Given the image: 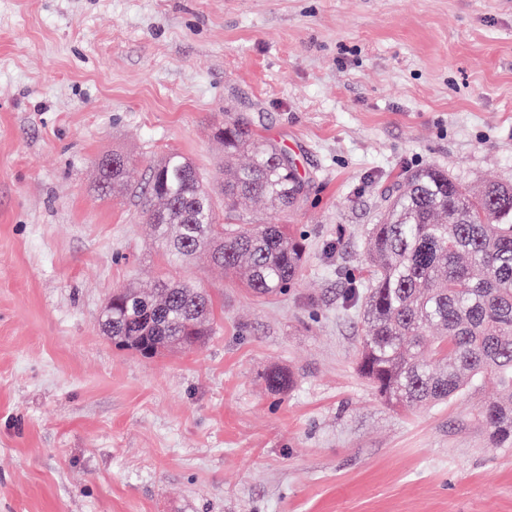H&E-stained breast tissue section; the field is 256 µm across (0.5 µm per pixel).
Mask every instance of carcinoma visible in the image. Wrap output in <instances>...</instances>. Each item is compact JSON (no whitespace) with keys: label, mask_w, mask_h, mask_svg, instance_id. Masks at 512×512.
Returning a JSON list of instances; mask_svg holds the SVG:
<instances>
[{"label":"carcinoma","mask_w":512,"mask_h":512,"mask_svg":"<svg viewBox=\"0 0 512 512\" xmlns=\"http://www.w3.org/2000/svg\"><path fill=\"white\" fill-rule=\"evenodd\" d=\"M217 134L231 170L221 188L225 222L213 190L178 152L145 178L143 216L175 260L205 251L258 297L292 288L306 239L288 224H253L234 212L246 200L284 212L304 196L306 180L244 113H224ZM118 159L115 167L98 165L97 189L105 196L129 182L132 159ZM347 302L362 309L358 371L385 402L441 404L492 378L499 390L479 417L491 447L512 444V185L470 188L433 165L402 177L367 230ZM101 328L116 347L145 357L195 349L215 333L212 300L177 275L162 277L153 291L128 284L112 292ZM266 383L283 393L293 379L273 368Z\"/></svg>","instance_id":"1"}]
</instances>
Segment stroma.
<instances>
[{
  "label": "stroma",
  "mask_w": 512,
  "mask_h": 512,
  "mask_svg": "<svg viewBox=\"0 0 512 512\" xmlns=\"http://www.w3.org/2000/svg\"><path fill=\"white\" fill-rule=\"evenodd\" d=\"M287 150L301 281L260 300L205 254L216 330L152 359L98 327L169 266L131 191L172 151L218 185L225 111ZM512 184V0H0V512H512L493 381L410 411L343 304L396 176ZM279 366L292 388L269 392ZM113 156L122 160V164L115 167L104 163L99 164L100 161L104 160V158H102L97 165V189L104 196L110 195L115 187L128 185L133 169L132 159L119 154H112V157Z\"/></svg>",
  "instance_id": "stroma-1"
}]
</instances>
